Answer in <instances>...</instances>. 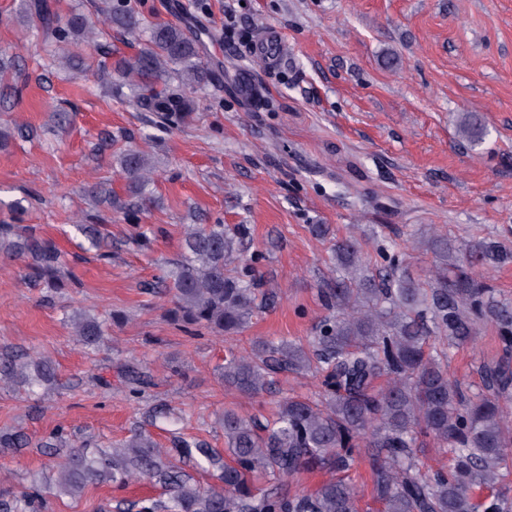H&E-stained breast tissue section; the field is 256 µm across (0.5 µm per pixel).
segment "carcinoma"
<instances>
[{
	"label": "carcinoma",
	"instance_id": "carcinoma-1",
	"mask_svg": "<svg viewBox=\"0 0 512 512\" xmlns=\"http://www.w3.org/2000/svg\"><path fill=\"white\" fill-rule=\"evenodd\" d=\"M23 12L55 40L68 69L75 66L69 46L96 37L95 21L76 10L62 16L50 0H30ZM99 14L103 24L144 40V47L111 65L101 60L98 68L121 75L133 91L129 100L156 113L160 128L188 123L193 93L211 76L198 42L176 25L139 16L127 0H100ZM457 132L473 146L486 135L468 113L457 117ZM120 166L134 198L123 209H146L154 202L148 192L155 171L150 155L129 148ZM74 229L88 248L109 257L102 250V225ZM246 235L243 224H193L180 258L146 284L170 295V319L186 332L234 336L250 322L262 255H243ZM411 247L433 255L424 278L409 270L405 248L394 241L378 246L368 261L355 236L336 239L334 277L320 289L328 314L314 336L305 344L259 339L252 354L230 350L225 356L224 386L241 395H262L280 372H315L321 376L318 398L288 397L265 422L224 412L222 452L183 438L163 448L139 428L116 447L89 448L58 430L43 444L64 456L49 486L53 495L75 498L91 485L146 479L162 490L161 497L109 502L104 512H359L356 489L339 474L366 453L383 512H512V496L501 489L512 475V303L499 300L479 272L494 249L439 231L412 238ZM2 256L24 262L49 290L67 279L62 252L20 224H0ZM64 322L89 351L105 343L110 327L78 309L65 314ZM485 324L496 329L501 354L482 365L480 386L473 390L448 378V355ZM56 383L50 360L0 352L1 386L31 397ZM423 438L450 451L448 469L423 470L414 452ZM26 447L24 433L0 429V448ZM181 461L216 469L220 486H199ZM309 468L338 476L301 495L253 483L258 473L283 479ZM43 502L39 491L0 495V512H41Z\"/></svg>",
	"mask_w": 512,
	"mask_h": 512
}]
</instances>
